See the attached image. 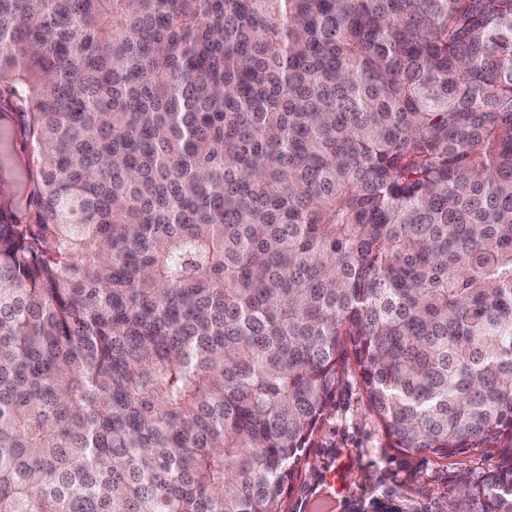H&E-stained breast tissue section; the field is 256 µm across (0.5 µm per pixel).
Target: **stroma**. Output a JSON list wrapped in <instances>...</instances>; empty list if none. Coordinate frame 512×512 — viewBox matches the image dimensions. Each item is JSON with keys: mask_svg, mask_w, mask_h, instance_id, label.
Listing matches in <instances>:
<instances>
[{"mask_svg": "<svg viewBox=\"0 0 512 512\" xmlns=\"http://www.w3.org/2000/svg\"><path fill=\"white\" fill-rule=\"evenodd\" d=\"M506 441L448 456L394 448L362 388L352 345H344L331 399L305 449L308 458L288 496V512H448L464 485L482 483ZM346 469V486L326 493V477Z\"/></svg>", "mask_w": 512, "mask_h": 512, "instance_id": "obj_1", "label": "stroma"}]
</instances>
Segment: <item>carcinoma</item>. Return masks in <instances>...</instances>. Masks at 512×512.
Returning a JSON list of instances; mask_svg holds the SVG:
<instances>
[{"label": "carcinoma", "mask_w": 512, "mask_h": 512, "mask_svg": "<svg viewBox=\"0 0 512 512\" xmlns=\"http://www.w3.org/2000/svg\"><path fill=\"white\" fill-rule=\"evenodd\" d=\"M1 101L0 512H288L347 340L512 443V0H0ZM30 158V149L23 136L17 131L14 137V147L12 152V158L9 162V167H3L0 169V176L3 180H9L12 172L21 171L26 167Z\"/></svg>", "instance_id": "carcinoma-1"}]
</instances>
